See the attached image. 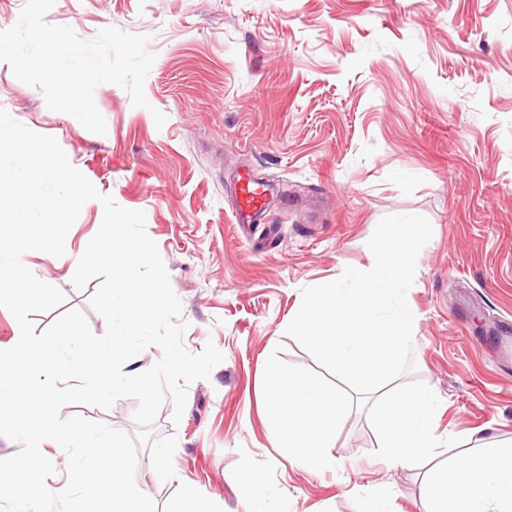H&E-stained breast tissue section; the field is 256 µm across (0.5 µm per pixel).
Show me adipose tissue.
<instances>
[{
    "label": "adipose tissue",
    "instance_id": "ef3b65f1",
    "mask_svg": "<svg viewBox=\"0 0 512 512\" xmlns=\"http://www.w3.org/2000/svg\"><path fill=\"white\" fill-rule=\"evenodd\" d=\"M266 410L278 447L300 465H331L327 453L346 412L342 397L331 396L303 376L271 372ZM424 512H512V448H475L462 464L428 477Z\"/></svg>",
    "mask_w": 512,
    "mask_h": 512
}]
</instances>
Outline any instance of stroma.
Wrapping results in <instances>:
<instances>
[{
    "instance_id": "1",
    "label": "stroma",
    "mask_w": 512,
    "mask_h": 512,
    "mask_svg": "<svg viewBox=\"0 0 512 512\" xmlns=\"http://www.w3.org/2000/svg\"><path fill=\"white\" fill-rule=\"evenodd\" d=\"M45 20L85 40L108 26L143 34L156 56L148 107L97 87L105 134L48 109L3 62L0 108L54 136L100 193L144 212L186 348L211 342L224 356L188 385L180 423L167 402L151 428L178 440L175 479L156 480L138 451L135 483L157 512H422L426 477L465 459L471 433L512 443V362L495 358L497 331L512 329V0H55ZM245 176L268 181L261 221L276 233L235 223ZM403 213L426 216L433 235L407 294L415 367L402 379L428 385L438 432L463 440L418 465L374 457L359 395L285 333L303 288L370 269L377 224ZM102 217L87 202L63 256H28L97 335L100 281L79 291L71 280ZM272 370L347 396L333 467L298 466L276 447ZM136 407L123 398L61 415L134 436Z\"/></svg>"
}]
</instances>
